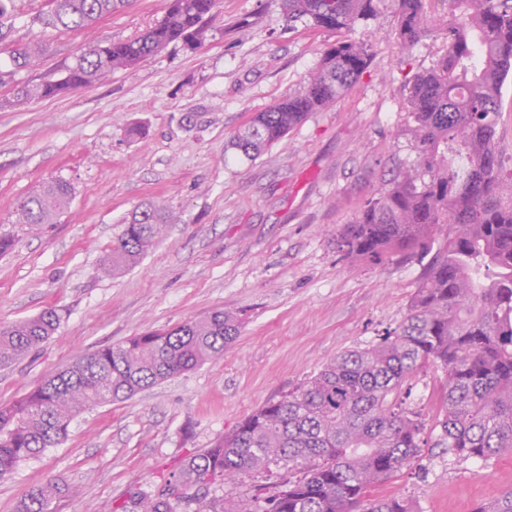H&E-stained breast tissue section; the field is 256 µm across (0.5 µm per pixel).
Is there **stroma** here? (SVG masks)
Here are the masks:
<instances>
[{
    "label": "stroma",
    "mask_w": 512,
    "mask_h": 512,
    "mask_svg": "<svg viewBox=\"0 0 512 512\" xmlns=\"http://www.w3.org/2000/svg\"><path fill=\"white\" fill-rule=\"evenodd\" d=\"M45 3L14 0L0 30L10 48L44 46L20 69L0 52V100L60 77L90 45L141 35L168 0H133L91 29L63 31L34 24ZM396 27L392 0H377L375 18L346 34L372 47L359 84L253 161L231 136L299 91L336 41L290 30L282 0H218L200 48L173 42L67 96L0 107V235L15 241L0 255V325L47 307L60 316L48 341L0 366V405L100 347L216 310L242 319L223 357L77 416L64 440L0 481V512L51 479L70 488L54 512H116L330 359L404 320L422 263L395 252L354 264L336 247L363 202L416 159L406 76L445 43L434 30L409 47ZM134 125L140 137L129 136ZM59 179L73 188L69 206L54 223H25L24 199ZM149 201L174 217L165 237L134 268L104 273L102 257ZM443 380L428 365L411 381L409 401L425 418ZM438 439L429 434V448L381 492L408 498L415 512H474L512 488V454L479 466Z\"/></svg>",
    "instance_id": "stroma-1"
}]
</instances>
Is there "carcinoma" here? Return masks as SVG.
I'll list each match as a JSON object with an SVG mask.
<instances>
[{
  "mask_svg": "<svg viewBox=\"0 0 512 512\" xmlns=\"http://www.w3.org/2000/svg\"><path fill=\"white\" fill-rule=\"evenodd\" d=\"M376 0H283L288 27L343 33L376 16ZM398 37L420 41L435 26L445 48L414 72L405 99L415 162L369 197L336 237L354 263L409 251L429 258L404 321L367 347L347 350L306 382L246 417L212 447L185 458L163 484L139 489L115 512H414L398 495L371 490L411 465L427 444L421 413L401 390L422 367L444 372L439 444L462 459L512 453V171L495 152L501 89L512 74V0H394ZM125 0H49L35 21L62 30L87 29ZM217 0H169L165 15L140 36L90 46L63 77L23 84L13 103L64 95L137 65L166 45L201 44ZM371 46L339 39L303 88L256 113L230 146L255 160L311 112L335 103L360 81ZM72 195L61 180L27 197V224H51ZM170 215L149 204L134 212L113 244L107 272L124 271L158 243ZM59 324L48 308L0 326V365L45 342ZM240 318L214 311L173 329L142 333L118 346L78 357L9 405L0 406V479L17 464L59 444L73 418L128 399L168 378L224 355ZM287 463L299 470L270 495L224 508L210 495L239 476L270 474ZM69 488L49 481L29 488L15 512H52ZM512 512V489L488 508Z\"/></svg>",
  "mask_w": 512,
  "mask_h": 512,
  "instance_id": "1",
  "label": "carcinoma"
}]
</instances>
